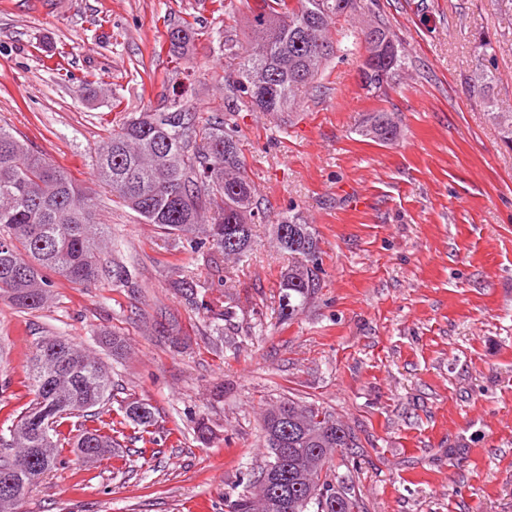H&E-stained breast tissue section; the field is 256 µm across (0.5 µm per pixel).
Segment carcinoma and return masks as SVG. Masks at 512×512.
Here are the masks:
<instances>
[{
  "instance_id": "1",
  "label": "carcinoma",
  "mask_w": 512,
  "mask_h": 512,
  "mask_svg": "<svg viewBox=\"0 0 512 512\" xmlns=\"http://www.w3.org/2000/svg\"><path fill=\"white\" fill-rule=\"evenodd\" d=\"M306 19L320 22V36L330 40L336 21L348 22L344 39L365 51L362 68L366 92L378 94V71L389 70L397 81L406 67L403 48L389 52L362 38L376 28L394 33L383 21L366 18L362 0H259L250 21L249 48L239 51L224 37V57L236 62L234 77L225 80L224 113L201 119L192 110L186 84L173 91L174 110L191 111L176 123L166 113L146 110L112 129L94 148L95 177L146 222L157 227L160 239L206 250L210 263L242 262L253 251L256 220L264 213L240 148L239 117L243 112H267L280 117L300 106L302 97L322 74L330 50L320 54L299 41L297 27ZM169 54L176 64L189 59L195 31L189 26L170 29ZM494 80L484 68L467 77L470 88L485 93ZM502 142L512 148V112H489ZM395 135L401 126L395 113L384 109L363 116L360 136L384 144L380 121ZM96 204L61 168L30 150L9 130L0 127V297L21 310H35L48 302L50 275L69 283L91 286L105 276L99 252L105 225L95 221ZM277 247L291 261L280 273L279 318L293 320L321 288V249L312 226L297 215L271 225ZM184 301L214 323L224 335V323L235 314L232 304L218 305L199 297L196 276L180 273L171 280ZM34 399L21 413L1 448L15 453L0 458V483L9 479L14 494H0V512L26 498L58 463L60 448L70 443L79 457L99 459L119 444L107 433L108 423L84 427L70 440L59 426L69 417L93 418L94 409L111 397L112 378L104 363L61 337L35 344L27 365ZM126 419L140 427L145 443L154 442L151 406L139 399L124 402ZM266 461L251 475L242 494L230 502V512H282L281 485L269 486L275 473L288 485V512H355L348 493L322 478L325 466L338 451L355 445L350 430L336 418L293 399L271 406L263 416Z\"/></svg>"
}]
</instances>
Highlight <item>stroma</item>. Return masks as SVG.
<instances>
[{"mask_svg": "<svg viewBox=\"0 0 512 512\" xmlns=\"http://www.w3.org/2000/svg\"><path fill=\"white\" fill-rule=\"evenodd\" d=\"M255 2L227 13L219 0H0V126L87 188L110 232L102 261L132 274L128 288L55 279L42 309L0 299V435L33 398L26 365L45 336L105 363L113 390L98 415L125 434L96 463L64 447L15 512H228L265 461V410L288 397L355 435L329 467L357 512H512V150L466 84L486 66L497 111L512 112V0H376L407 57L393 89L361 88L353 47L335 53L288 124L246 113L266 221L250 258L224 269L237 308L216 336L169 286L180 270L210 280L201 257L161 247L154 225L96 180L92 156L125 116L163 106L172 27L196 32V111H223L224 39L249 45ZM377 109L399 114L396 142L356 134ZM291 212L318 235L322 287L284 324L288 259L269 226ZM163 317L186 347L157 332ZM109 334L124 340L122 357ZM130 398L153 408L155 443L122 423Z\"/></svg>", "mask_w": 512, "mask_h": 512, "instance_id": "obj_1", "label": "stroma"}]
</instances>
